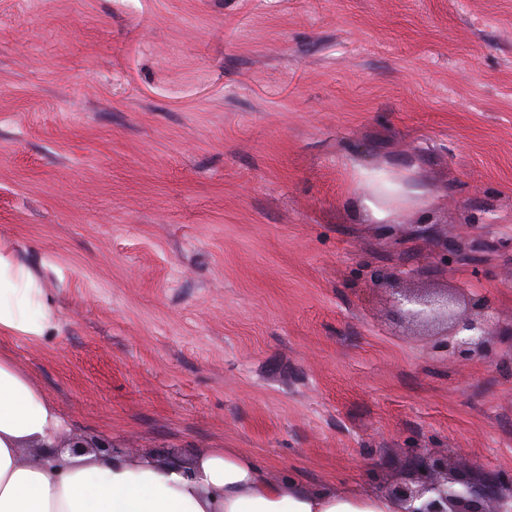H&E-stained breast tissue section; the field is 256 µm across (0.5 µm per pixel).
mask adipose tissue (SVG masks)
I'll return each mask as SVG.
<instances>
[{
    "instance_id": "1",
    "label": "adipose tissue",
    "mask_w": 512,
    "mask_h": 512,
    "mask_svg": "<svg viewBox=\"0 0 512 512\" xmlns=\"http://www.w3.org/2000/svg\"><path fill=\"white\" fill-rule=\"evenodd\" d=\"M54 317L39 282L0 250V330L39 338ZM62 420L9 359L0 358V512H401L387 496L270 478L230 449L197 456L191 468L114 454L33 465L24 448L56 444Z\"/></svg>"
}]
</instances>
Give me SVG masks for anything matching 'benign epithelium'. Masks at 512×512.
Here are the masks:
<instances>
[{"label":"benign epithelium","mask_w":512,"mask_h":512,"mask_svg":"<svg viewBox=\"0 0 512 512\" xmlns=\"http://www.w3.org/2000/svg\"><path fill=\"white\" fill-rule=\"evenodd\" d=\"M486 245L466 238L442 243L438 257L448 259L453 252L464 258L485 250ZM415 269H397L377 266L370 271V282L389 291L391 306L403 321L420 325L444 324V338L431 347V353L440 358L470 360L486 357L492 349L493 339L507 332L512 335V323L504 326L490 302L478 295L468 299L467 308L459 310L460 299L453 293L423 295L399 284ZM73 455L94 452L112 457V446L92 447L82 441H71L57 448H40L33 456L40 464L64 450ZM512 476H488L475 472L460 476L448 472V461L431 457L421 450L412 454L408 476L390 485L385 494L397 499L403 512H507L504 503L512 502Z\"/></svg>","instance_id":"1"}]
</instances>
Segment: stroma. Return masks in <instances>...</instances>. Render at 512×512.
I'll return each instance as SVG.
<instances>
[{
    "mask_svg": "<svg viewBox=\"0 0 512 512\" xmlns=\"http://www.w3.org/2000/svg\"><path fill=\"white\" fill-rule=\"evenodd\" d=\"M420 194L376 221L364 171ZM512 0H0V249L56 326L0 331L59 440L230 448L383 494L413 450L512 473V338L429 353L371 266L512 321ZM486 245L480 242L468 241L466 238H461L459 240L453 241L448 244V240L440 245V249L438 251V257L440 260L448 259V252H453L458 256L464 258L470 256L474 252L484 251Z\"/></svg>",
    "mask_w": 512,
    "mask_h": 512,
    "instance_id": "stroma-1",
    "label": "stroma"
}]
</instances>
